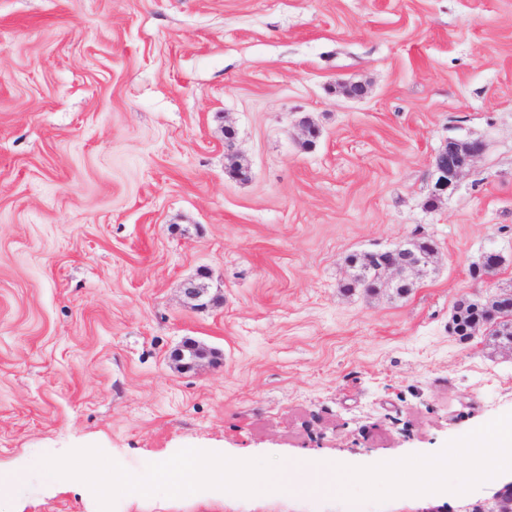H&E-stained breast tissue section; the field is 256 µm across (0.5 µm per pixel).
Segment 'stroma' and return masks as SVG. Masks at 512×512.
<instances>
[{"label": "stroma", "instance_id": "1", "mask_svg": "<svg viewBox=\"0 0 512 512\" xmlns=\"http://www.w3.org/2000/svg\"><path fill=\"white\" fill-rule=\"evenodd\" d=\"M451 138L484 150L440 195ZM423 238L407 294L342 292L350 255ZM492 248L505 264L473 279ZM511 287L512 0H0V472L37 448L134 474L183 448L435 454L512 412V353L450 329ZM187 341L210 352L189 371ZM511 481L114 512H492ZM11 509L99 505L34 470Z\"/></svg>", "mask_w": 512, "mask_h": 512}]
</instances>
